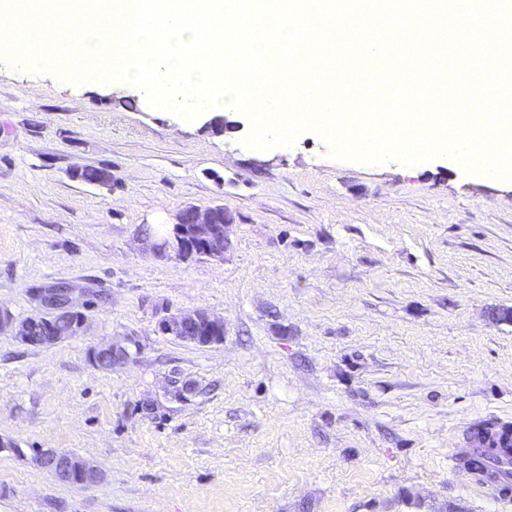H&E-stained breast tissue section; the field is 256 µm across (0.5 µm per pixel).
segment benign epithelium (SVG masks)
<instances>
[{"label":"benign epithelium","instance_id":"7a95c632","mask_svg":"<svg viewBox=\"0 0 512 512\" xmlns=\"http://www.w3.org/2000/svg\"><path fill=\"white\" fill-rule=\"evenodd\" d=\"M229 228L224 207L189 206L175 215L166 234L153 243V250L159 255L179 260L202 257L222 260L229 246ZM41 302L53 310L52 315L18 322L13 327V335L24 342L37 338L45 345H52L64 336H77L82 332L85 317L71 304L69 287L59 285L43 291ZM158 329L183 341L211 343L224 336V320L197 310L166 316L159 321ZM125 358L126 350L117 342H110L91 352V361L97 367H110ZM36 463L50 470L61 482L73 479L77 483L93 484L100 478L98 470L89 462L75 461L66 453L40 455Z\"/></svg>","mask_w":512,"mask_h":512}]
</instances>
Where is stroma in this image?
<instances>
[{
	"label": "stroma",
	"mask_w": 512,
	"mask_h": 512,
	"mask_svg": "<svg viewBox=\"0 0 512 512\" xmlns=\"http://www.w3.org/2000/svg\"><path fill=\"white\" fill-rule=\"evenodd\" d=\"M244 137L0 53V308L63 284L87 318L0 334V512H512L448 457L512 429V180ZM188 205L232 215L223 260L153 253ZM195 310L222 342L158 331ZM46 449L100 480L58 481ZM126 358V350L122 344L110 342L91 352V361L96 367H112V364Z\"/></svg>",
	"instance_id": "1"
}]
</instances>
